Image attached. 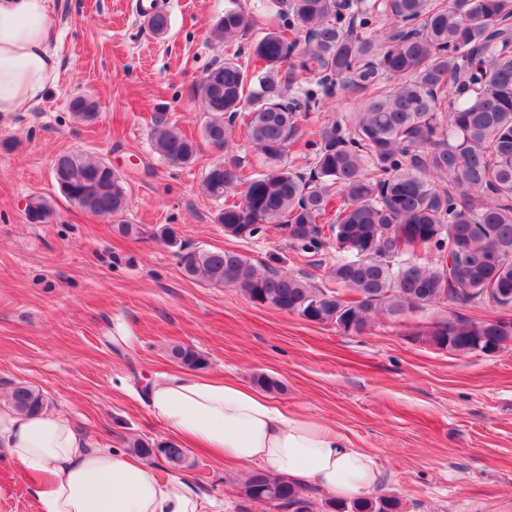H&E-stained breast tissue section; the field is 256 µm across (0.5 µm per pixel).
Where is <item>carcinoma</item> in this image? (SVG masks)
I'll return each instance as SVG.
<instances>
[{
  "instance_id": "obj_1",
  "label": "carcinoma",
  "mask_w": 512,
  "mask_h": 512,
  "mask_svg": "<svg viewBox=\"0 0 512 512\" xmlns=\"http://www.w3.org/2000/svg\"><path fill=\"white\" fill-rule=\"evenodd\" d=\"M263 8L281 24L258 33L229 0L212 36L224 43L250 36L249 52L210 68L193 88L207 114L203 136L216 147L247 111V138L262 170L248 175L235 162L218 161L202 190L224 200L216 221L228 236L250 240L274 229L307 254L332 249L328 275L356 297L338 301L335 291L302 276L261 273L234 250L180 245L176 229L165 227L161 237L179 246L183 275L233 286L254 304L334 323L346 334L362 333L378 314L399 317L444 299L477 307L512 298V0H265ZM377 18L392 21L382 37L371 30ZM148 27L167 34L169 16L152 12ZM300 77L306 87L295 95ZM338 87L361 96L359 110L321 127L312 167L301 173L285 160L299 112L319 108ZM69 109L90 121L98 102L78 95ZM150 137L172 164L195 158L196 143L161 114ZM54 166L63 169L69 200L94 194L90 212L97 216L128 210V195L106 163L66 152ZM33 202L27 221L46 223L50 207ZM413 340L491 355L512 345V327L457 317ZM171 357L189 369L206 365L191 347L176 346ZM10 401L27 413L44 408L43 395L27 384L16 385ZM132 448L145 459L160 454L174 468L186 461L173 441L136 440ZM240 493L294 512L316 508L302 488L266 469L248 473ZM322 507L399 512L400 501L331 498Z\"/></svg>"
}]
</instances>
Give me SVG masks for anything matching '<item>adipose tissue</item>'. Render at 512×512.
Listing matches in <instances>:
<instances>
[{
  "label": "adipose tissue",
  "mask_w": 512,
  "mask_h": 512,
  "mask_svg": "<svg viewBox=\"0 0 512 512\" xmlns=\"http://www.w3.org/2000/svg\"><path fill=\"white\" fill-rule=\"evenodd\" d=\"M51 0H0V113L37 107L57 81ZM151 417L216 458L257 464L297 485L314 484L344 500L380 480L376 457L353 448L333 425L282 410L235 381L178 373L148 391ZM0 451L30 476L37 512H224L197 490L157 477L140 460L92 448L55 413L25 414L0 402Z\"/></svg>",
  "instance_id": "obj_1"
}]
</instances>
